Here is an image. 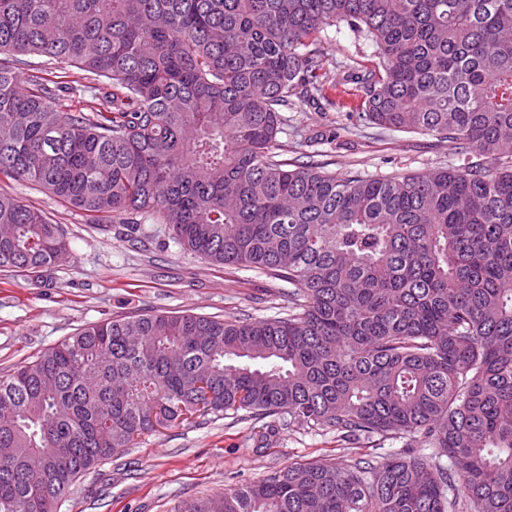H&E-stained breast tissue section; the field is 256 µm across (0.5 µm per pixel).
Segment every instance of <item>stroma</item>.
Instances as JSON below:
<instances>
[{"label": "stroma", "instance_id": "stroma-1", "mask_svg": "<svg viewBox=\"0 0 512 512\" xmlns=\"http://www.w3.org/2000/svg\"><path fill=\"white\" fill-rule=\"evenodd\" d=\"M322 46L326 92L345 100L340 62L370 63L373 48L344 26L329 27ZM286 117L277 155L294 165L313 162L339 174L379 177L430 173L456 161L435 137L370 125L354 111L303 107L287 110ZM0 192L43 210L68 240L49 286L0 272V374L91 323L156 313L218 319L288 314L287 282L183 251L165 225L135 231L125 224H93L84 212L18 181L0 179ZM265 426L243 411L175 422L83 475L54 512H184L193 501L261 481L291 463L375 464L402 448L392 439L379 448H346L335 434L297 423L276 425L266 442Z\"/></svg>", "mask_w": 512, "mask_h": 512}]
</instances>
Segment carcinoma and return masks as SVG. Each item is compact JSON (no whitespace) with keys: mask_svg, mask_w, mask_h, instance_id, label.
<instances>
[{"mask_svg":"<svg viewBox=\"0 0 512 512\" xmlns=\"http://www.w3.org/2000/svg\"><path fill=\"white\" fill-rule=\"evenodd\" d=\"M340 24L378 59L344 66L359 117L461 164L275 159L284 109L336 106ZM0 177L293 287L286 317L128 316L1 374L0 512H53L138 437L241 410L431 452L293 463L185 512H512V0H0ZM67 249L0 193V271L42 283ZM322 46L328 62L326 63V74L321 77L328 96L334 101L349 99L347 93H352L348 86L339 84L342 81L343 72L336 63L342 61L354 60L362 64H371L374 60L373 47L364 39L356 37L347 27L341 26L340 29L335 26L329 27L322 40ZM334 85L337 86L333 87ZM346 89V93H342ZM350 90L351 92H349Z\"/></svg>","mask_w":512,"mask_h":512,"instance_id":"carcinoma-1","label":"carcinoma"}]
</instances>
